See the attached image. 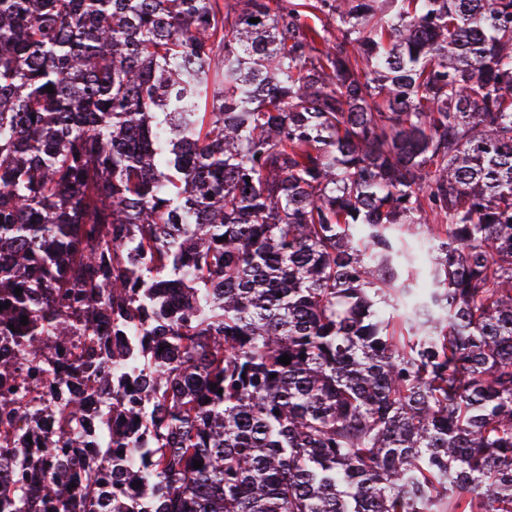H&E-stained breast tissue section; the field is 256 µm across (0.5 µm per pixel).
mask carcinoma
Listing matches in <instances>:
<instances>
[{
	"mask_svg": "<svg viewBox=\"0 0 512 512\" xmlns=\"http://www.w3.org/2000/svg\"><path fill=\"white\" fill-rule=\"evenodd\" d=\"M3 304L8 512H512V0H0ZM88 422V425H85ZM101 425V405L98 398L91 396L87 399V415L84 421L85 445L87 448H74L73 454L79 459L77 472H89L98 466L102 450L99 448L98 432Z\"/></svg>",
	"mask_w": 512,
	"mask_h": 512,
	"instance_id": "obj_1",
	"label": "carcinoma"
}]
</instances>
